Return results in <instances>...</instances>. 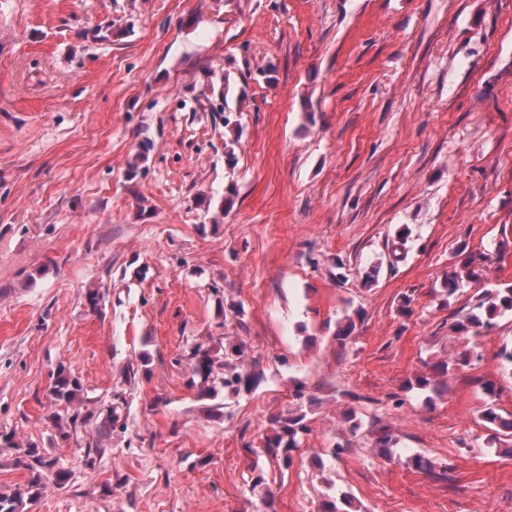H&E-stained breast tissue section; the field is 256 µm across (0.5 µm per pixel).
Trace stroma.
Segmentation results:
<instances>
[{
    "label": "stroma",
    "instance_id": "35a3bbf8",
    "mask_svg": "<svg viewBox=\"0 0 512 512\" xmlns=\"http://www.w3.org/2000/svg\"><path fill=\"white\" fill-rule=\"evenodd\" d=\"M510 285L512 0H0V490L71 473L26 512H512V312L453 328ZM61 365L117 407L91 467ZM475 309L479 313L459 315L454 328L457 331L475 332L480 328L492 326V320L502 311H512V286L497 289H484L475 297ZM233 357L232 354L225 353V358L222 361L215 360V358L210 354L209 351L202 352L201 349H196L191 356L193 360V372L195 375L199 376L204 386V392L207 395L217 396L216 386L215 384V374L216 377L218 374H222V387L223 388H231L232 392H237L240 390V385L243 384V377L239 373H234L230 378H224V368L233 367L235 369V365L232 364L230 359ZM216 365H218L216 367ZM221 370L222 372H216V370ZM211 382L210 386L208 382ZM51 378L52 381L48 388L49 396L56 405L66 412V415L59 412L55 414V425L59 435L66 439L70 437L71 432L65 428L73 429L76 432L79 415H69V409L81 399L83 385L80 379L72 375L71 371L63 365L58 366ZM304 420L305 416L300 415L288 416L274 422L279 427L274 428V435L268 439L263 453L277 460L279 469L281 466L288 468L290 465L291 452L298 448L297 437L307 429ZM44 452L34 443L20 449L19 455L14 458V465L28 472L27 491L18 489L10 494L0 491V512H23L25 494L30 495V500L33 499L47 480H52L61 489L66 487L71 478L70 471L59 467L57 460Z\"/></svg>",
    "mask_w": 512,
    "mask_h": 512
}]
</instances>
